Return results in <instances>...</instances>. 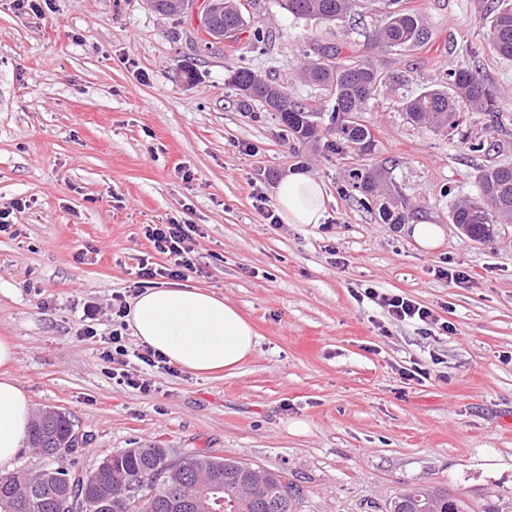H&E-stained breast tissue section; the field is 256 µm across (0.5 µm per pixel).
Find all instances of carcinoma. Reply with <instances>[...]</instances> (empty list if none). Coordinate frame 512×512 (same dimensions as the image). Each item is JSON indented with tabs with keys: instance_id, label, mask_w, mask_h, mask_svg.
<instances>
[{
	"instance_id": "cac0c4a2",
	"label": "carcinoma",
	"mask_w": 512,
	"mask_h": 512,
	"mask_svg": "<svg viewBox=\"0 0 512 512\" xmlns=\"http://www.w3.org/2000/svg\"><path fill=\"white\" fill-rule=\"evenodd\" d=\"M284 9L304 20L342 23L364 8L382 14V24L374 31L375 41L384 49L403 51L425 43L429 38L424 15L409 10L402 0H282ZM247 7L226 3L209 6L202 29L211 37L238 38L248 30ZM483 22L488 29L491 49L512 59V7H501L499 0H487ZM315 57L303 68L306 81L328 93L331 101L329 123L319 122V113L288 97L280 84L257 77L246 66L233 71L232 84L246 100L271 106L285 132L301 144H317L323 137H335L332 145L361 156L372 152L373 136L359 120L371 100L389 77L372 64L352 56H341L334 44L313 48ZM410 122L437 131L458 126L460 113L480 112L499 117L495 90L479 71V66L450 69L435 84L419 94L399 101ZM349 185L359 201L378 204L382 221L400 224L405 220L399 198L391 189L384 169L379 166L351 170ZM479 199L454 205L451 221L463 227L474 241L492 237L500 220L512 221V166H494L476 176ZM78 432L64 412L47 418L36 416L29 444L50 464L39 471L21 469L0 476V512H126L110 496L112 483L120 481L127 493L141 502V512H169L168 499L180 492L192 497L186 512H200L206 503L215 512H295L303 489L284 472L261 470V483L246 488L248 464L208 452L185 455L186 465L174 472L163 448H129L105 455L90 472L74 466H53L60 448L75 450ZM389 512H465L463 503L448 492L428 486H415L401 492L390 503Z\"/></svg>"
}]
</instances>
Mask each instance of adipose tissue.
<instances>
[{
	"instance_id": "ef3b65f1",
	"label": "adipose tissue",
	"mask_w": 512,
	"mask_h": 512,
	"mask_svg": "<svg viewBox=\"0 0 512 512\" xmlns=\"http://www.w3.org/2000/svg\"><path fill=\"white\" fill-rule=\"evenodd\" d=\"M323 184L304 173L286 176L276 192L285 224H319ZM126 321L137 341L195 375L234 371L256 347V331L232 303L198 287H155L134 298ZM17 346L0 337V471L10 469L29 437L33 409L12 373Z\"/></svg>"
}]
</instances>
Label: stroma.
<instances>
[{"label": "stroma", "instance_id": "stroma-1", "mask_svg": "<svg viewBox=\"0 0 512 512\" xmlns=\"http://www.w3.org/2000/svg\"><path fill=\"white\" fill-rule=\"evenodd\" d=\"M485 0H403L430 27L420 48L375 46L380 15L336 26L297 19L281 0H254L248 36L207 45V0L166 17L148 0H0V208L23 199L0 233V336L17 346L14 373L34 410L69 413L84 442L64 464L93 470L104 454L159 446L203 449L287 472L305 495L298 512H387L427 484L468 512H512V223L469 239L454 204L478 195L480 169L512 164V59L489 48ZM343 55L403 75L369 104L372 154L330 152L288 139L278 120L231 83L240 63L320 111L324 90L300 81L303 53ZM480 62L501 101L498 121L461 116L455 132L411 125L402 97L450 69ZM483 143L480 152L469 143ZM381 164L408 222L442 224L424 250L401 225L356 201L350 170ZM326 187L321 224H272L288 172ZM197 225L195 273L184 283L234 304L258 334L232 372H146L155 389L116 384L100 347L78 338L85 301L111 304L138 265L165 264L149 224ZM469 279L452 283L443 271ZM403 293L452 324L432 340L357 289ZM427 377L402 379L412 365Z\"/></svg>", "mask_w": 512, "mask_h": 512}]
</instances>
